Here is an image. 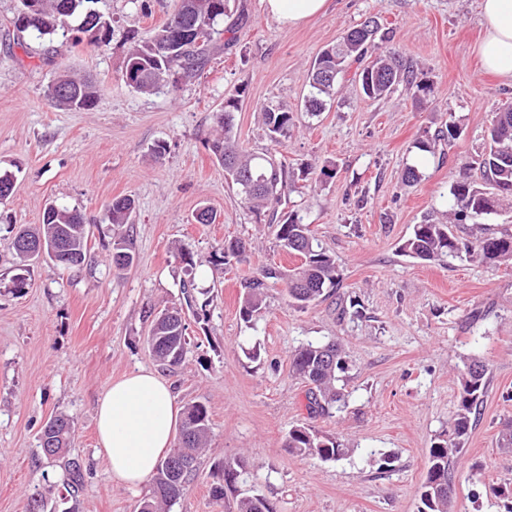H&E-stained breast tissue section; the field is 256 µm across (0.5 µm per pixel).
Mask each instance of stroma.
Segmentation results:
<instances>
[{
    "mask_svg": "<svg viewBox=\"0 0 512 512\" xmlns=\"http://www.w3.org/2000/svg\"><path fill=\"white\" fill-rule=\"evenodd\" d=\"M16 8L17 0H0V173L15 180L0 202V512H27L35 501L40 512H137L151 486L113 482L96 450L95 409L112 382L139 369L170 383L178 407L200 402L210 413L197 476L168 512H233L241 489L265 496L275 512H417L427 450L448 428L459 372L473 356L487 364L490 385L453 465L451 512H506L512 453L499 438L512 430V264L427 263L400 251L415 224L444 221L452 175L482 150L494 112L512 98V87L478 65L479 0H329L297 27L268 18L261 0H229L238 19L231 40L214 44L199 75L153 94L121 79L127 34L161 25L173 0H97L111 21L101 50L76 42L72 30L50 39L17 31ZM371 17L393 29L396 49L432 85L430 97L416 102L399 86L367 101L346 85L320 115L305 112L310 63ZM63 71L103 87L96 108L53 105L47 87ZM236 95L235 132L250 151L271 146L263 108L284 104L294 113L279 151L295 177L281 203L258 214L207 147L217 111ZM451 121L460 134L443 155L415 149ZM158 144L166 148L160 158ZM328 161L336 174L324 178ZM408 163L421 172L412 186L401 183ZM302 170L308 178H299ZM122 196L135 201L132 223L103 222L105 207ZM50 202L84 215L87 260L76 270L34 266L29 288L15 293L19 261L7 227L40 223ZM203 206L214 223H195ZM293 209L335 257L339 285L297 310L274 284L264 316L247 326L242 282L262 267L295 263L275 237ZM123 235L135 261L118 276L109 255ZM232 240L246 244V259L214 265ZM182 251L195 263V296L208 317L187 316L191 344L171 368L154 359L146 337L159 311L185 303ZM354 302L362 316L349 314ZM328 341L347 360L345 404L312 417L289 359L303 344ZM58 414L73 420L71 454L88 472L74 500L39 447L40 428ZM301 424L339 437L349 455H291L286 436ZM236 457L247 460V474L237 491L214 498L217 464Z\"/></svg>",
    "mask_w": 512,
    "mask_h": 512,
    "instance_id": "obj_1",
    "label": "stroma"
}]
</instances>
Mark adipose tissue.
I'll return each instance as SVG.
<instances>
[{"label": "adipose tissue", "instance_id": "adipose-tissue-1", "mask_svg": "<svg viewBox=\"0 0 512 512\" xmlns=\"http://www.w3.org/2000/svg\"><path fill=\"white\" fill-rule=\"evenodd\" d=\"M267 15L294 26L325 10L328 0H263ZM482 70L512 84V0H480ZM98 447L112 479L126 486L149 480L163 461L178 422L171 386L140 369L113 382L96 406Z\"/></svg>", "mask_w": 512, "mask_h": 512}]
</instances>
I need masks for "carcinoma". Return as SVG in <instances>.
<instances>
[{
    "mask_svg": "<svg viewBox=\"0 0 512 512\" xmlns=\"http://www.w3.org/2000/svg\"><path fill=\"white\" fill-rule=\"evenodd\" d=\"M91 0H19L14 24L21 31L32 30L41 37H51L70 28L69 20L77 18L76 31L87 43L101 49L108 46L109 30L100 27L101 16L86 7ZM228 0H174L167 21L142 35L128 36L131 48L121 78L133 74L132 88L155 93L166 84L196 76L209 61L215 36L222 35ZM198 27L205 41L165 59L162 44L168 33L181 22ZM390 29L376 28L375 36L364 37L360 27L349 29L339 44L323 49L309 68L306 82L309 93L305 109L315 115L322 112L327 102L336 98L338 79H349L358 87L362 98L378 101L396 86L406 84L414 98L422 102L429 97L431 86L413 77L411 65L393 48ZM103 90L84 76L58 74L48 86V97L54 105L67 109L90 110L102 99ZM239 99L230 97L216 115L217 132L211 140L210 151L224 166L237 195L251 211L281 201L288 188V166L271 152L251 153L243 150L236 139L233 112ZM263 124L270 142L279 146L288 138L294 126L293 112L284 107L263 110ZM458 135L450 123L427 141H419L416 148L434 152L440 141H453ZM487 144L474 162L462 164L458 178L449 187V223L425 219L414 225L413 233L402 243L400 251L409 257L427 262H441L448 257L466 256L482 264L496 266L512 260V234L499 236L477 235L465 242L451 232L450 224L490 217L503 206L512 204V160L505 154L512 152V100L501 103L488 127ZM135 201L129 196L118 197L107 206L103 220L110 224L129 223ZM20 238L36 242L66 238L73 254L86 256L88 230L84 216L75 208L46 206L42 223L21 224L8 228ZM276 238L280 247L301 256V265L288 270L287 295L289 306L303 310L325 297V290L337 287L336 264L333 257L316 242L309 225L296 210L288 212L277 225ZM282 278V272L265 267L242 285L239 314L252 326L263 317L266 309L265 289L268 280ZM154 357L163 365L178 366L187 353V339L182 335L179 321H161L152 325ZM292 373L310 385L306 391L307 408L311 415L330 414L336 404L344 401V388L339 385V373L346 370L341 351L334 343H309L291 355ZM489 387L487 365L476 357L464 362L459 374V395L456 411L446 431V438L427 449V471L418 512H450L451 469L463 451V441L475 424L477 407L483 402ZM74 422L66 415H58L45 423L40 431V447L58 449L54 461L62 464L63 488L75 498L82 491L87 470L76 458L69 456ZM182 431L186 438L176 448L169 449L167 457H181L188 462L186 469L170 474L161 464L152 479L151 495L138 505V512H160V507L177 501L193 480L195 463L200 449L208 440L210 414L202 403H190L183 412ZM286 447L289 452L321 461H339L350 449L339 438L320 433L307 424L296 425L288 431ZM243 473L244 460L227 459L222 465L223 483L211 488L213 497L224 498V489L235 487L229 479V469ZM267 500L259 494L240 495L236 512H270Z\"/></svg>",
    "mask_w": 512,
    "mask_h": 512,
    "instance_id": "1",
    "label": "carcinoma"
}]
</instances>
